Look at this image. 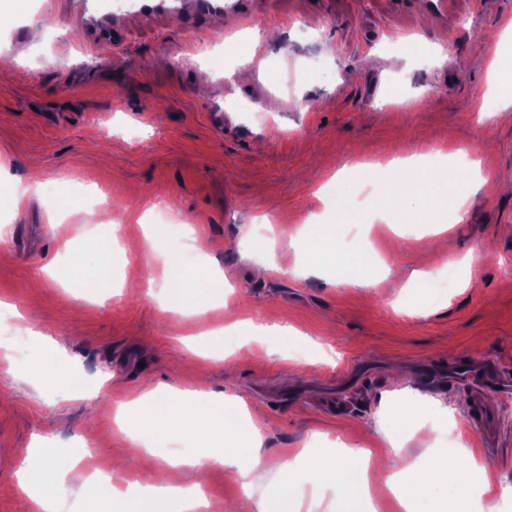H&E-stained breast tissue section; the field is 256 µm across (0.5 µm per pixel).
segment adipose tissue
I'll return each instance as SVG.
<instances>
[{"label":"adipose tissue","instance_id":"ef3b65f1","mask_svg":"<svg viewBox=\"0 0 512 512\" xmlns=\"http://www.w3.org/2000/svg\"><path fill=\"white\" fill-rule=\"evenodd\" d=\"M375 177L384 184V191L373 203L377 221L398 223V211L414 213L418 220L430 223L429 209L423 199L449 196V205L456 217H463L469 199L467 184L457 177L421 168L405 158H394L386 164L374 165ZM167 307L180 311L186 305L199 303L209 296L224 293L220 280L200 281L199 275L174 254L166 255ZM119 430L149 456L175 442L190 441V453L167 456V464L181 470L186 485H128L119 489L110 480L95 482L93 490L115 502V512H195L199 505L193 494L198 483L192 482L194 471L209 465L230 466L232 475L247 479L262 460L255 450L259 429L245 404L228 400L202 410L191 390L173 394L162 389L149 390L120 407L114 417ZM369 449L350 451L348 457L336 460L322 458L315 468L332 479L339 495L336 512H370L372 505L367 494L365 466ZM58 458L46 448L33 449L28 466L21 476L27 487L28 512H57L54 496L48 487L58 480ZM496 467L488 461L469 460L461 463L458 454L448 453L438 463L427 467L407 460L401 473L380 471L384 484L402 500L406 512H418L420 499L430 501L428 512H473L472 491H491L495 486ZM295 466L285 461L279 481L270 486L257 504V512H294Z\"/></svg>","mask_w":512,"mask_h":512}]
</instances>
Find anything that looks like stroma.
Here are the masks:
<instances>
[{"mask_svg": "<svg viewBox=\"0 0 512 512\" xmlns=\"http://www.w3.org/2000/svg\"><path fill=\"white\" fill-rule=\"evenodd\" d=\"M510 26L512 0H238L209 14L193 0H0V356L13 357L0 359V512L25 500L16 474L41 437L90 449L119 480L180 483L164 460L145 467L113 413L202 379L208 396L245 403L263 460L246 480L201 471L210 512L255 506L287 457L299 460L300 512H332L333 490L312 479L317 455L395 447L396 470L401 456L448 449L452 429L512 486V192L473 185L464 220L441 235L341 225L344 248L370 257V288L339 284L335 262L310 269L289 246L335 223L337 204L364 214L376 188L361 163L464 150L511 174L512 105L489 69ZM345 168L340 194L328 181ZM161 198L169 213L155 210ZM152 224L168 227L154 244ZM110 243L130 262L89 295L73 258ZM429 245L436 274L468 255L481 287L409 284ZM166 252L222 273L223 304L165 310ZM216 329L222 352L185 346ZM36 336L64 346L50 361L79 373V391L30 382Z\"/></svg>", "mask_w": 512, "mask_h": 512, "instance_id": "35a3bbf8", "label": "stroma"}]
</instances>
